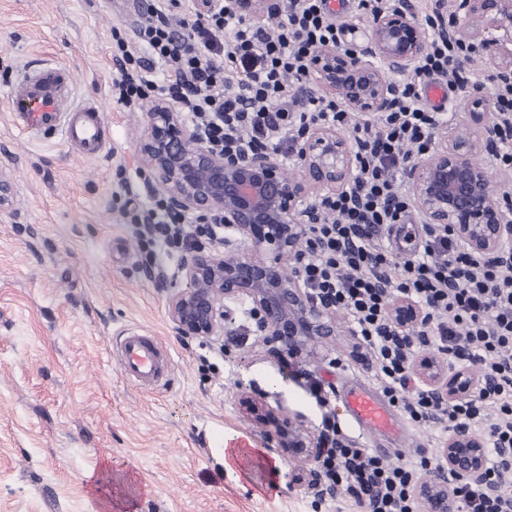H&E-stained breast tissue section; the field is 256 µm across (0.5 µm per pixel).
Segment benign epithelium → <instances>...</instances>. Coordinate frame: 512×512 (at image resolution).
Masks as SVG:
<instances>
[{"label": "benign epithelium", "mask_w": 512, "mask_h": 512, "mask_svg": "<svg viewBox=\"0 0 512 512\" xmlns=\"http://www.w3.org/2000/svg\"><path fill=\"white\" fill-rule=\"evenodd\" d=\"M241 10L259 18L268 0H239ZM448 28L435 31L462 45L485 51L486 63L499 77L512 79V0H446ZM429 28L409 4L377 13L370 24L369 46L361 56L326 46L313 57L308 89L312 96L334 99L351 112L387 111L397 95L395 75H406L428 53ZM497 120L474 112L471 121L443 123L433 148L419 154L406 170L423 223L448 228L474 255L512 265V208L493 190L492 173L477 160L498 149ZM144 188L163 195L183 213L215 216L240 237L222 238L194 248L168 273L148 267L145 277L168 288V313L174 329L187 337L209 339L224 332V301L244 299L256 316L261 343L283 359L302 355L310 341L336 335V310L312 300L296 268L305 249L307 227L321 214L311 198L334 194L347 185L357 164L349 139L336 127H308L298 142V173H285L278 154L257 151L245 158L222 154L208 144L203 130L163 99L147 114L138 141ZM391 320L407 329L421 324L424 308L406 297L389 305ZM420 382L439 400L462 397L482 383L468 368L425 355L412 364ZM240 406L268 434L276 451L297 463L292 486L326 495L316 468L319 442L301 419L281 416L266 397L244 392ZM440 469L415 487L423 512H456L457 491L448 484L494 490L488 474L491 458L469 428L455 429L437 450Z\"/></svg>", "instance_id": "1"}]
</instances>
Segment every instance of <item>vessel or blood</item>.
<instances>
[{
  "label": "vessel or blood",
  "mask_w": 512,
  "mask_h": 512,
  "mask_svg": "<svg viewBox=\"0 0 512 512\" xmlns=\"http://www.w3.org/2000/svg\"><path fill=\"white\" fill-rule=\"evenodd\" d=\"M72 84L73 74L65 65H38L9 89L10 121L36 141L63 136L70 149L94 160L110 141L109 128L95 99L73 103ZM113 353L121 374L140 387L158 388L170 374V352L155 337L135 333L119 337ZM342 404L362 433L385 440L401 436L399 414L373 387H349Z\"/></svg>",
  "instance_id": "1"
}]
</instances>
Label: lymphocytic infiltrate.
Listing matches in <instances>:
<instances>
[{
	"label": "lymphocytic infiltrate",
	"mask_w": 512,
	"mask_h": 512,
	"mask_svg": "<svg viewBox=\"0 0 512 512\" xmlns=\"http://www.w3.org/2000/svg\"><path fill=\"white\" fill-rule=\"evenodd\" d=\"M232 2L208 0L201 10L182 0H161L135 34L112 27L117 104L128 108L150 97L165 99L202 126L213 147L243 156L266 148L295 150L314 124L344 125L347 113L340 103L298 95L311 57L325 45H345L344 29L327 0H289L273 32L235 11ZM471 58V48L434 38L413 73L399 79L392 109L354 126L356 174L345 190L320 200L326 218L309 226L298 272L313 300L351 316L385 395L410 423H434L444 434L458 427L479 430L494 452L512 447V268L467 253L445 229L426 228L419 253L402 262L383 242L409 212L401 189L405 170L414 155L430 149L443 119L439 109L427 106L423 92L442 83L452 95L465 93L472 84ZM492 84L500 159L512 165V80L499 77ZM136 217L150 225L143 243L150 261L156 252L208 243L222 231L214 222L189 221L159 198ZM397 296L425 308L418 330L391 321L388 306ZM420 349L477 368L483 385L467 398L436 399L411 382V361ZM306 387L326 409L318 468L328 487L341 490L359 512H420L415 481L437 468V458L422 454L390 462L357 446L328 412L322 380L307 376ZM489 480L497 495L461 489L458 512H512V464L492 468Z\"/></svg>",
	"instance_id": "f902f5d3"
}]
</instances>
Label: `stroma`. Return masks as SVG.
<instances>
[{
  "label": "stroma",
  "instance_id": "1",
  "mask_svg": "<svg viewBox=\"0 0 512 512\" xmlns=\"http://www.w3.org/2000/svg\"><path fill=\"white\" fill-rule=\"evenodd\" d=\"M149 3L0 0V96L24 66L55 58L76 101L97 99L111 136L90 161L30 142L0 111V512H357L293 488L295 462L267 448L238 403L241 390L264 392L319 434L322 410L296 377L311 373L331 387L345 436L372 447L341 401L345 386L376 383L351 354V317L337 312L335 336L284 365L260 344L248 301L225 302L222 335L184 339L143 274L131 213L150 200L137 142L151 106L113 101L108 36L135 29ZM131 331L168 348L165 386L121 375L110 344ZM229 446L246 454L228 468Z\"/></svg>",
  "mask_w": 512,
  "mask_h": 512
}]
</instances>
